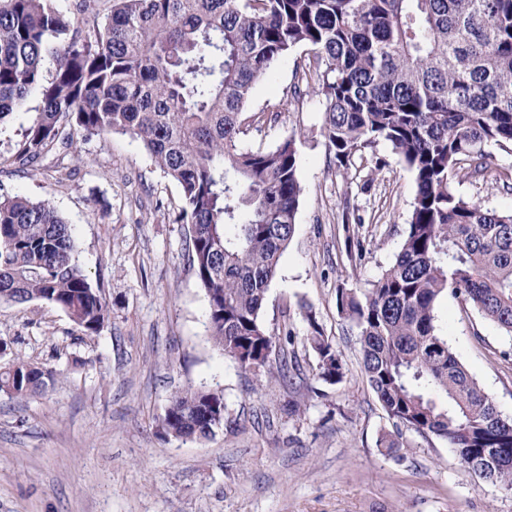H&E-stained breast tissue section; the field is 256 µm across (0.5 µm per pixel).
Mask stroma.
<instances>
[{
  "mask_svg": "<svg viewBox=\"0 0 512 512\" xmlns=\"http://www.w3.org/2000/svg\"><path fill=\"white\" fill-rule=\"evenodd\" d=\"M313 59L302 47L257 83L242 144L294 140L304 194L295 232L263 302L276 336L292 333L289 381L241 369L208 340L207 301L189 256L182 200L129 135H75L35 170L0 172V196L48 201L74 228L79 262L109 305L85 335L46 302L0 305L6 357L55 370L30 399L0 392V512H512V492L479 479L447 442L394 426L363 371L337 289L365 291L398 253L416 193L387 143L338 168L321 134V98H295ZM457 195L500 212L512 194L457 178ZM359 222H344L346 209ZM341 353L345 375L318 379L306 311ZM436 325L498 409L512 415V336L444 297ZM219 389L224 426L209 438L165 436L175 391Z\"/></svg>",
  "mask_w": 512,
  "mask_h": 512,
  "instance_id": "obj_1",
  "label": "stroma"
}]
</instances>
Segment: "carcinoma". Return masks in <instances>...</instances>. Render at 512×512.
I'll return each instance as SVG.
<instances>
[{
    "instance_id": "carcinoma-1",
    "label": "carcinoma",
    "mask_w": 512,
    "mask_h": 512,
    "mask_svg": "<svg viewBox=\"0 0 512 512\" xmlns=\"http://www.w3.org/2000/svg\"><path fill=\"white\" fill-rule=\"evenodd\" d=\"M318 68L323 134L336 165L379 141L413 173L401 249L372 288L341 289L369 384L395 427L454 448L479 478L512 491V416L467 372L435 325L442 295L512 334V212L458 196V175L512 192L488 148L512 152V0H0V124L32 92L39 112L0 155L33 168L72 132L129 134L178 183L177 221L194 227L190 260L208 302L209 339L244 369L281 340L260 311L295 231L303 187L294 143L241 147L256 83L300 47ZM55 72L45 81L46 56ZM45 301L86 335L109 318L79 263L72 228L46 201L0 197V304ZM318 377H344L339 351L306 313ZM55 372L20 358L0 391L27 399ZM224 395L175 394L162 427L202 440L224 426Z\"/></svg>"
}]
</instances>
